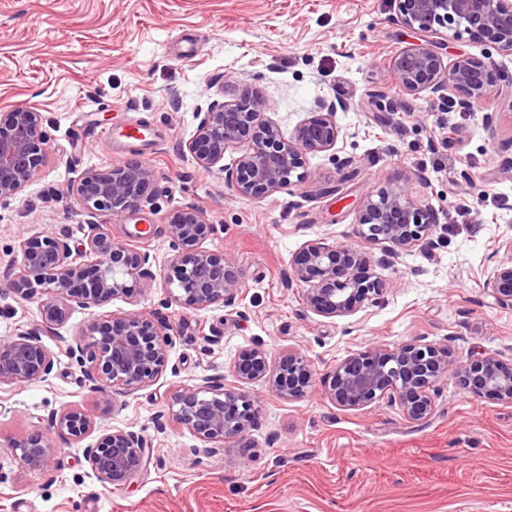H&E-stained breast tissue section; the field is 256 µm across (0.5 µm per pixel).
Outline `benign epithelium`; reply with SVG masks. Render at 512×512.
<instances>
[{
  "instance_id": "1",
  "label": "benign epithelium",
  "mask_w": 512,
  "mask_h": 512,
  "mask_svg": "<svg viewBox=\"0 0 512 512\" xmlns=\"http://www.w3.org/2000/svg\"><path fill=\"white\" fill-rule=\"evenodd\" d=\"M400 22L418 35L392 64L395 83L407 95L430 90L445 98L462 92L459 105L470 108L496 86L512 89V72L490 68L481 59L460 56L444 64L440 45L447 32H464L474 41L512 51V0H394ZM265 101L243 91L232 101L212 99L197 113L198 126L186 148L204 170L224 171V151L242 148L235 169L225 182L239 195L260 199L292 189L310 176L304 155L333 149L340 136L338 103L322 101L289 136L259 120ZM47 140L40 113L19 107L0 117V201L18 196L46 163ZM153 171L134 160L119 170H85L70 193L85 210L86 223L95 228L101 212L122 216L135 213L155 196ZM361 234L381 245V256L355 246L309 241L289 262V281L305 285L307 306L325 317H347L376 301L389 288L373 272L425 239L430 230L427 206L407 188L386 191L368 199L359 214ZM217 231L201 209L186 205L172 213L167 224L171 272L163 276L169 298L194 310L235 304L241 282L234 263L202 243ZM511 254L489 273L485 288L498 304L512 308V238L499 244ZM156 257L137 240H116L93 232L76 243L68 236L39 233L23 240L11 287L27 295H41V324L36 331L0 341V385L33 383L52 370L53 359L42 343L43 331L62 327L76 309L103 307L117 298H130L141 285L157 279ZM90 338L84 343V338ZM173 344L172 326L155 314L131 313L110 320L94 319L74 339L69 354L83 373L88 391L109 398L116 387L135 389L156 380L168 366ZM233 377L241 384L262 381L282 398L305 396L315 385L309 359L297 350L269 364L266 350L254 346L235 359ZM454 379L472 394L512 403V358L484 352L457 359L446 347L381 345L353 353L329 376L326 393L336 405L361 409L385 398L399 404L412 421L428 418L431 393ZM173 418L204 441L244 437L254 425L256 399L236 387L212 388L211 380L185 388L172 399ZM51 428L73 440L85 436L96 422L79 407L52 415ZM8 447L21 450L26 463H43L58 451L55 439L38 434L14 439ZM145 442L131 431L114 429L85 459L107 487L125 486L146 463Z\"/></svg>"
}]
</instances>
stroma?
<instances>
[{"mask_svg":"<svg viewBox=\"0 0 512 512\" xmlns=\"http://www.w3.org/2000/svg\"><path fill=\"white\" fill-rule=\"evenodd\" d=\"M415 39L391 0H0V113L35 107L48 156L32 184L0 201V340L41 321L39 298L3 285L21 241L87 235L68 188L89 168L138 159L154 172V205L99 215L113 238L151 228L146 246L168 269L166 224L175 210L198 206L219 227L205 248L224 252L242 282L235 306L202 311L170 301L156 282L131 299L76 310L43 335L51 373L0 386V512H512V404L451 379L435 392L431 416L413 422L387 401L345 409L325 394L336 365L373 345L512 357V309L484 286L504 258L499 240L512 236V97L494 91L462 110L428 91L403 94L391 62ZM187 45L193 58L183 56ZM441 52L448 63L471 55L512 70V54L465 35ZM246 86L266 102L261 120L286 135L319 101L348 102L336 114V146L307 154L300 187L246 198L188 153L199 106L216 94L233 100ZM129 126L150 135L124 138ZM404 186L429 206L433 227L378 268L389 288L376 302L324 317L301 287L283 288L306 242L345 240L379 254L359 233V212L367 198ZM155 312L174 328L170 370L107 401L83 389L68 346L88 322ZM256 344L273 363L301 351L315 387L288 400L264 382L244 385L259 412L241 440L208 442L173 421L175 392L206 378L233 384L236 355ZM69 406L84 408L95 430L57 437L59 454L26 465L10 440L49 433L51 415ZM115 428L146 443L145 468L123 487L104 486L84 458Z\"/></svg>","mask_w":512,"mask_h":512,"instance_id":"35a3bbf8","label":"stroma"}]
</instances>
